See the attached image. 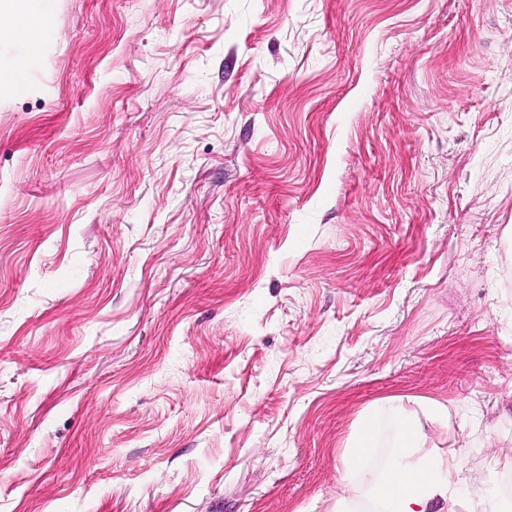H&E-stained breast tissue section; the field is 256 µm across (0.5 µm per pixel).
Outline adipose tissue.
Wrapping results in <instances>:
<instances>
[{"label":"adipose tissue","mask_w":512,"mask_h":512,"mask_svg":"<svg viewBox=\"0 0 512 512\" xmlns=\"http://www.w3.org/2000/svg\"><path fill=\"white\" fill-rule=\"evenodd\" d=\"M49 32L48 23L32 24L25 0H0V35L35 50ZM386 410L395 423L388 461L372 482L358 484L378 445V411L373 408L361 417L343 455L340 502L364 497L374 503L375 512H454L453 486L461 463L448 462L431 445L414 407L399 401Z\"/></svg>","instance_id":"adipose-tissue-1"}]
</instances>
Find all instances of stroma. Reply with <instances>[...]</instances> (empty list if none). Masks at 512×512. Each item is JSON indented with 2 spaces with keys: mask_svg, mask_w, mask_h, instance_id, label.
Wrapping results in <instances>:
<instances>
[{
  "mask_svg": "<svg viewBox=\"0 0 512 512\" xmlns=\"http://www.w3.org/2000/svg\"><path fill=\"white\" fill-rule=\"evenodd\" d=\"M0 43V512H336L366 407L512 483V0H48Z\"/></svg>",
  "mask_w": 512,
  "mask_h": 512,
  "instance_id": "1",
  "label": "stroma"
}]
</instances>
